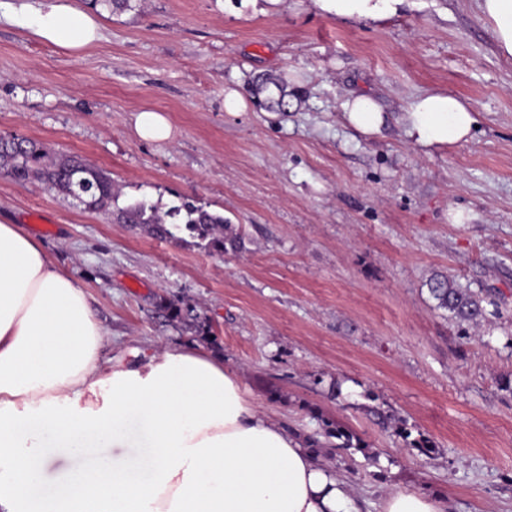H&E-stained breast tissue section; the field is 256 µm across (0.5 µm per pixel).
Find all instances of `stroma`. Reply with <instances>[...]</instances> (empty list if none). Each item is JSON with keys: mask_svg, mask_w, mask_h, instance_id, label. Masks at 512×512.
<instances>
[{"mask_svg": "<svg viewBox=\"0 0 512 512\" xmlns=\"http://www.w3.org/2000/svg\"><path fill=\"white\" fill-rule=\"evenodd\" d=\"M259 76L297 90L288 111L261 107ZM228 87L245 111L225 110ZM434 90L473 107L471 140L405 135L409 97ZM357 94L381 104L380 133L344 123ZM146 110L169 139L135 134ZM14 135L104 170L119 205L186 197L242 236L218 255L0 175V221L89 293L103 357L198 344L288 427L320 437L336 420L360 445L325 460L362 512L391 490L512 512V59L477 0H402L375 21L312 0H139L78 55L1 22L0 136ZM436 272L485 289L471 335L435 308Z\"/></svg>", "mask_w": 512, "mask_h": 512, "instance_id": "stroma-1", "label": "stroma"}]
</instances>
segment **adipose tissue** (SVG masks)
I'll use <instances>...</instances> for the list:
<instances>
[{
	"label": "adipose tissue",
	"instance_id": "1",
	"mask_svg": "<svg viewBox=\"0 0 512 512\" xmlns=\"http://www.w3.org/2000/svg\"><path fill=\"white\" fill-rule=\"evenodd\" d=\"M512 58V0H478ZM31 37L77 54L102 36L68 0H20ZM345 121L365 134L380 103L358 94ZM461 99L430 91L402 125L424 146L469 141ZM104 330L77 279L19 225L0 222V512H353V488L311 443L258 408L223 359L173 346L132 364L102 358ZM138 436H131L132 424ZM139 445V458L126 448ZM64 457L79 458L58 469ZM53 477L55 491L39 487Z\"/></svg>",
	"mask_w": 512,
	"mask_h": 512
}]
</instances>
